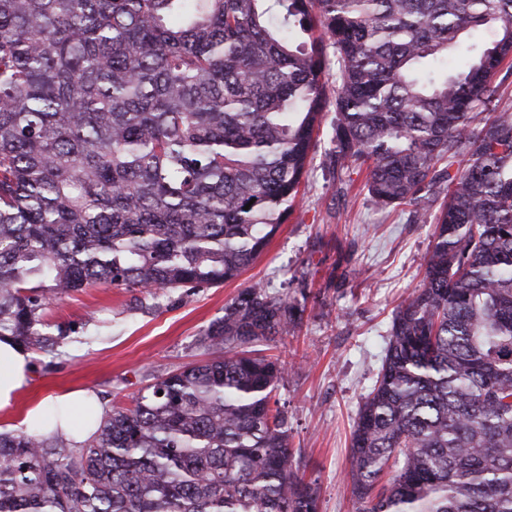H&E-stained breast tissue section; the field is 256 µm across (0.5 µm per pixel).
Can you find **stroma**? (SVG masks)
<instances>
[{
  "instance_id": "35a3bbf8",
  "label": "stroma",
  "mask_w": 512,
  "mask_h": 512,
  "mask_svg": "<svg viewBox=\"0 0 512 512\" xmlns=\"http://www.w3.org/2000/svg\"><path fill=\"white\" fill-rule=\"evenodd\" d=\"M331 128L320 144L301 201L267 249L236 279L212 288L157 294L92 285L43 312L53 351H34L31 385L0 427L17 430L29 404L80 389L105 409L132 407L154 377L202 360L197 344L244 288L260 283L305 307L297 335L264 344L287 367L276 397L288 442L318 487L319 512H353L350 435L385 354L395 308L420 288L433 224L413 223L408 207L380 210L361 186L329 166Z\"/></svg>"
}]
</instances>
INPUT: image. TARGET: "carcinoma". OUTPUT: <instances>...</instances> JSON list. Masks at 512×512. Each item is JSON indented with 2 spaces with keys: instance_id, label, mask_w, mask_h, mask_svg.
I'll return each instance as SVG.
<instances>
[{
  "instance_id": "obj_1",
  "label": "carcinoma",
  "mask_w": 512,
  "mask_h": 512,
  "mask_svg": "<svg viewBox=\"0 0 512 512\" xmlns=\"http://www.w3.org/2000/svg\"><path fill=\"white\" fill-rule=\"evenodd\" d=\"M511 57L512 0H0V336L53 350L43 310L89 285L238 277L331 112L329 163L436 224L354 424V512H512ZM304 311L245 288L198 339L217 356L87 442L0 431V512H318L286 368L249 350Z\"/></svg>"
}]
</instances>
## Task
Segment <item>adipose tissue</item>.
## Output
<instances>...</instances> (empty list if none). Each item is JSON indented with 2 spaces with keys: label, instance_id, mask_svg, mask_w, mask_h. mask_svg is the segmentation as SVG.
<instances>
[{
  "label": "adipose tissue",
  "instance_id": "ef3b65f1",
  "mask_svg": "<svg viewBox=\"0 0 512 512\" xmlns=\"http://www.w3.org/2000/svg\"><path fill=\"white\" fill-rule=\"evenodd\" d=\"M33 376L32 358L23 346L10 337L0 338V411L11 410L29 388ZM105 410L93 392L82 389L54 396L27 408L26 428L41 427L44 435L76 444L92 435L88 418H102Z\"/></svg>",
  "mask_w": 512,
  "mask_h": 512
}]
</instances>
